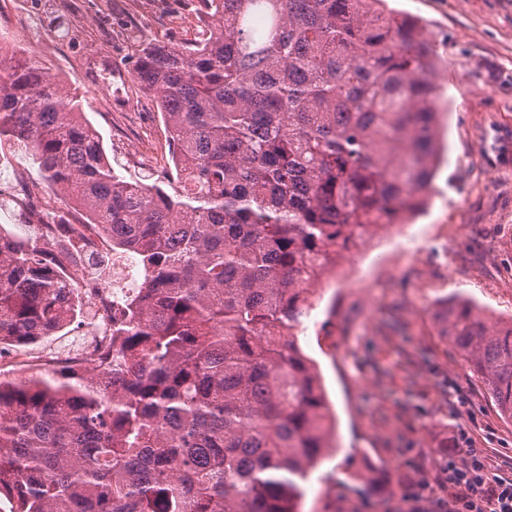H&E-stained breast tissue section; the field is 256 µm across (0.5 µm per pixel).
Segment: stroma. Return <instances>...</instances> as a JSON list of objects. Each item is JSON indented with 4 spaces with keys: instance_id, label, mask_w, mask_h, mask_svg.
<instances>
[{
    "instance_id": "35a3bbf8",
    "label": "stroma",
    "mask_w": 512,
    "mask_h": 512,
    "mask_svg": "<svg viewBox=\"0 0 512 512\" xmlns=\"http://www.w3.org/2000/svg\"><path fill=\"white\" fill-rule=\"evenodd\" d=\"M421 18L439 57L445 161L412 223L345 257L311 298L298 342L336 415L337 451L303 484L299 512H412L409 484L467 459L465 437L512 474L504 419L433 319L464 296L512 320V0H388ZM201 0H0V32L82 97L124 174L163 178L167 135L134 73L137 43L181 44Z\"/></svg>"
}]
</instances>
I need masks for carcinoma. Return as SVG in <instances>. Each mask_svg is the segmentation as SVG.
I'll list each match as a JSON object with an SVG mask.
<instances>
[{
    "instance_id": "carcinoma-1",
    "label": "carcinoma",
    "mask_w": 512,
    "mask_h": 512,
    "mask_svg": "<svg viewBox=\"0 0 512 512\" xmlns=\"http://www.w3.org/2000/svg\"><path fill=\"white\" fill-rule=\"evenodd\" d=\"M184 45L146 43L171 177L126 176L78 95L0 56V148L35 166L111 247L64 218L0 229V347L84 317L72 270L132 261L87 369L0 373L9 512H297L333 419L295 330L323 268L421 206L438 164V56L386 0H202ZM441 335L512 419V324L440 301Z\"/></svg>"
}]
</instances>
